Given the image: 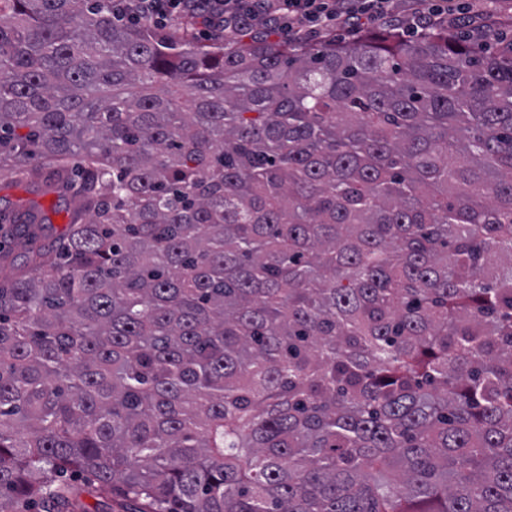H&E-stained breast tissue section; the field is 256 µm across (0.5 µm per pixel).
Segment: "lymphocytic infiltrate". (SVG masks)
Wrapping results in <instances>:
<instances>
[{
	"label": "lymphocytic infiltrate",
	"mask_w": 512,
	"mask_h": 512,
	"mask_svg": "<svg viewBox=\"0 0 512 512\" xmlns=\"http://www.w3.org/2000/svg\"><path fill=\"white\" fill-rule=\"evenodd\" d=\"M498 0H481L479 8H463L456 0H112V15L120 19H163L185 12L204 14L214 27L241 36L287 31L289 42L304 45L317 31L371 24L395 34L428 35L445 28L469 27L485 41L496 26Z\"/></svg>",
	"instance_id": "f902f5d3"
}]
</instances>
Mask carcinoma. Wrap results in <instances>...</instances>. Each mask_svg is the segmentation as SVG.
<instances>
[{
	"mask_svg": "<svg viewBox=\"0 0 512 512\" xmlns=\"http://www.w3.org/2000/svg\"><path fill=\"white\" fill-rule=\"evenodd\" d=\"M3 171L0 512H512V41L0 0ZM32 201L40 203L50 216L52 224H45L43 236L46 242L52 241L68 224L66 212L53 213L51 211V207L57 201V195L55 193H49L45 196L36 195L30 192L25 183L12 182L8 177L0 180V209L3 205L29 207Z\"/></svg>",
	"mask_w": 512,
	"mask_h": 512,
	"instance_id": "obj_1",
	"label": "carcinoma"
}]
</instances>
